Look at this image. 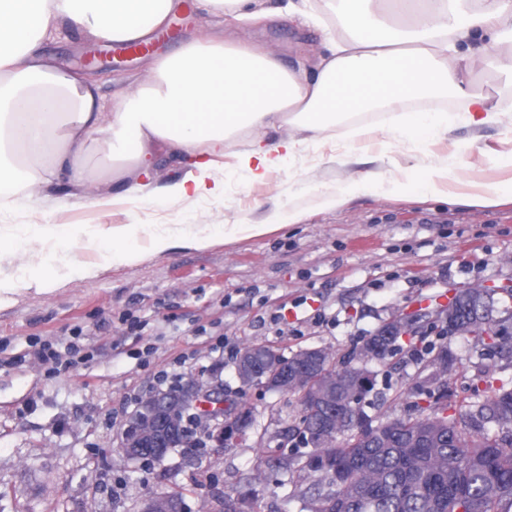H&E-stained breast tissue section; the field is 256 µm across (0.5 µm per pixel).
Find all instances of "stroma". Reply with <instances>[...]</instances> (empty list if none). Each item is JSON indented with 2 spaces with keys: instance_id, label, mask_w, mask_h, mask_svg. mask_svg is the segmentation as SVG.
<instances>
[{
  "instance_id": "1",
  "label": "stroma",
  "mask_w": 512,
  "mask_h": 512,
  "mask_svg": "<svg viewBox=\"0 0 512 512\" xmlns=\"http://www.w3.org/2000/svg\"><path fill=\"white\" fill-rule=\"evenodd\" d=\"M272 17L229 20L234 42L272 50L282 66L310 68L326 55V34L286 13L287 0H265ZM168 54L209 31L216 18L196 0L171 20ZM110 63L101 71L105 106L148 72L150 55L112 54L106 43L85 41L79 31L49 42L59 66L77 64L89 51ZM390 114L375 108L337 118L328 139L252 183L226 176L223 199L149 204L115 200L91 207L60 183L67 209L51 201L22 214L25 223L56 224L62 213L91 212L77 234L97 224H262L277 207L301 213L299 223L203 249H175L140 262L101 269L92 279H72L51 292L23 291L0 305V512H138L151 492L179 489L186 512H211L212 496L256 488L262 512H300L292 483L270 476L252 479L265 458L254 439L293 425L294 396L241 388L233 365L254 343L284 355L327 347L343 356L394 314H423L432 321L452 291L476 284L500 287V306L512 307V198L468 202L469 185L512 179L499 158L512 140L496 128H458L461 152L454 195H361L335 208L316 193L322 185H347L358 175L387 169L396 177H420L447 156L450 141L395 139L385 129ZM52 345L57 369L17 363L29 342ZM79 351H72V344ZM445 343L456 359L449 381L458 397H470L469 379L490 364L487 346L461 336ZM373 419L407 413L420 365L402 353L377 364ZM187 376L219 385L250 406L252 441L232 448H180L145 468L119 451L120 433L138 400Z\"/></svg>"
}]
</instances>
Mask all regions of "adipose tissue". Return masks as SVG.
<instances>
[{
    "label": "adipose tissue",
    "mask_w": 512,
    "mask_h": 512,
    "mask_svg": "<svg viewBox=\"0 0 512 512\" xmlns=\"http://www.w3.org/2000/svg\"><path fill=\"white\" fill-rule=\"evenodd\" d=\"M309 21L338 19L344 37L315 77L286 69L274 52L234 46L212 32L178 52L154 58L149 78L102 111L90 75L64 70L44 56L43 40L76 25L86 39H146L184 8L183 0H0V243L13 273L0 275V302L22 291L49 292L59 280L94 278L98 264L68 261L72 245L130 265L176 248L203 249L265 232L262 224H109L76 239L71 228L19 224L13 214L49 197L60 176L87 184L84 159L116 162L114 180L130 201H151V149L166 145L185 163L168 200L224 196V158L250 181L322 142L332 116L375 106L399 110L393 131L428 140L461 126L505 128L493 95L475 91L476 63L512 83V0H301ZM457 95L461 112H405L409 99ZM291 136H282L284 128ZM413 180L367 172L345 188L322 187L328 206L353 195L412 188Z\"/></svg>",
    "instance_id": "obj_1"
}]
</instances>
